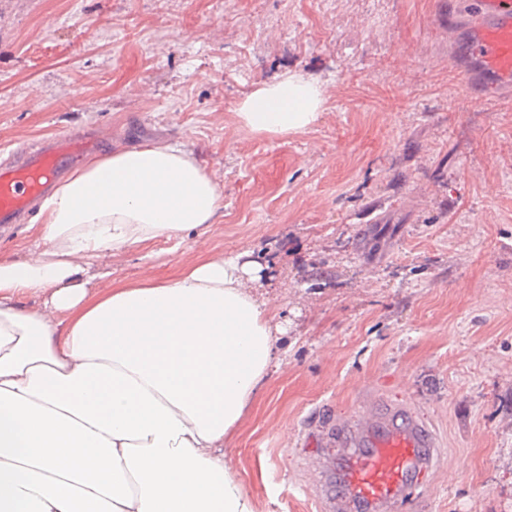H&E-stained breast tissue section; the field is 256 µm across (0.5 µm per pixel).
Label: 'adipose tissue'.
Instances as JSON below:
<instances>
[{"instance_id": "1", "label": "adipose tissue", "mask_w": 512, "mask_h": 512, "mask_svg": "<svg viewBox=\"0 0 512 512\" xmlns=\"http://www.w3.org/2000/svg\"><path fill=\"white\" fill-rule=\"evenodd\" d=\"M324 102L288 73L236 116L284 136ZM223 208L179 143L88 160L43 199L45 249L0 261V512H253L224 439L278 359L274 316L247 288L256 261L219 255L84 304L89 261L208 229ZM27 297L42 309L23 310Z\"/></svg>"}]
</instances>
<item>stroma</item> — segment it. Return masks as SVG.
<instances>
[{
  "label": "stroma",
  "instance_id": "obj_1",
  "mask_svg": "<svg viewBox=\"0 0 512 512\" xmlns=\"http://www.w3.org/2000/svg\"><path fill=\"white\" fill-rule=\"evenodd\" d=\"M448 0H0V159L95 128L102 153L181 142L222 220L89 269L90 301L249 252L281 358L224 440L254 512H319L365 403H405L445 456L422 512H512V97L455 74ZM295 72L317 123L234 112ZM324 91L316 81L288 73L263 81L236 106L238 123L257 135L284 136L304 132L320 117Z\"/></svg>",
  "mask_w": 512,
  "mask_h": 512
}]
</instances>
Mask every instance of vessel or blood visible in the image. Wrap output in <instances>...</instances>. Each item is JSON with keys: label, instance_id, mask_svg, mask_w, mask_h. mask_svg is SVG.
I'll return each mask as SVG.
<instances>
[{"label": "vessel or blood", "instance_id": "vessel-or-blood-1", "mask_svg": "<svg viewBox=\"0 0 512 512\" xmlns=\"http://www.w3.org/2000/svg\"><path fill=\"white\" fill-rule=\"evenodd\" d=\"M444 19L455 44L456 70L472 92L485 87L512 91V0H470L449 6ZM92 131L63 135L35 153L0 163V226L19 223L63 174V160L99 151ZM339 458L329 461L334 478L317 487L321 512H420L419 473L440 463L431 435L403 406L366 411L336 427Z\"/></svg>", "mask_w": 512, "mask_h": 512}]
</instances>
